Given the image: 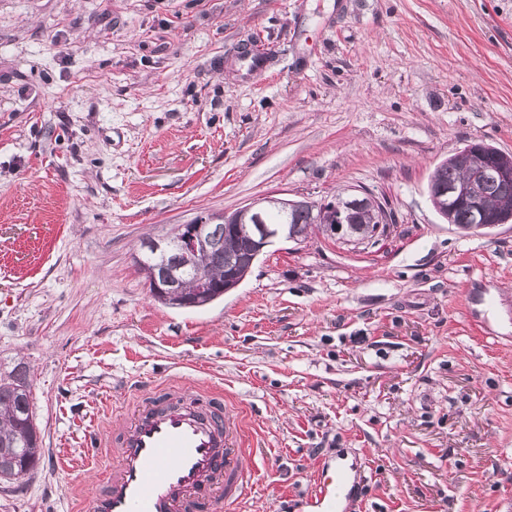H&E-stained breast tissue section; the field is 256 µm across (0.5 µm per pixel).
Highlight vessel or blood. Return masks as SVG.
Wrapping results in <instances>:
<instances>
[{
    "instance_id": "1",
    "label": "vessel or blood",
    "mask_w": 512,
    "mask_h": 512,
    "mask_svg": "<svg viewBox=\"0 0 512 512\" xmlns=\"http://www.w3.org/2000/svg\"><path fill=\"white\" fill-rule=\"evenodd\" d=\"M106 473L85 512H223L256 489V455L241 417L222 393L189 382L163 384L91 443ZM358 481L344 463L318 464L310 512H347Z\"/></svg>"
}]
</instances>
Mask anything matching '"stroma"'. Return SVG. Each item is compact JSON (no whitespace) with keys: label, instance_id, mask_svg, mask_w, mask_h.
Returning a JSON list of instances; mask_svg holds the SVG:
<instances>
[{"label":"stroma","instance_id":"obj_1","mask_svg":"<svg viewBox=\"0 0 512 512\" xmlns=\"http://www.w3.org/2000/svg\"><path fill=\"white\" fill-rule=\"evenodd\" d=\"M512 153V0H0V372L28 364L37 468L0 512H79L88 445L153 384L219 385L260 484L224 512H512V223L465 233L435 166ZM364 188L370 246L278 242L199 309L144 237L267 196ZM358 484L356 472L344 463L318 464L307 496L309 512H348Z\"/></svg>","mask_w":512,"mask_h":512}]
</instances>
